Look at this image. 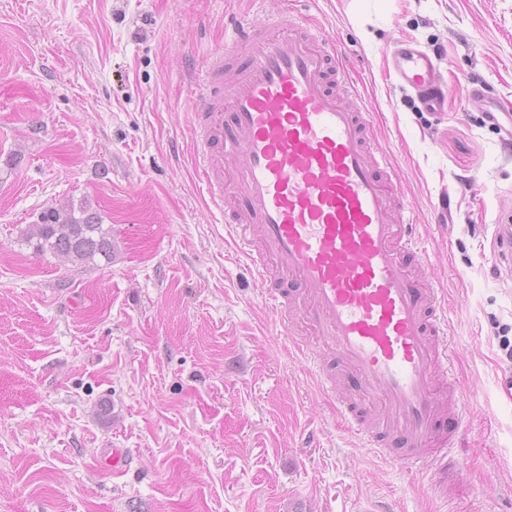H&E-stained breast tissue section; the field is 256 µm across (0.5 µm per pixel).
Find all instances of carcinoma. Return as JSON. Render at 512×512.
<instances>
[{
	"instance_id": "1",
	"label": "carcinoma",
	"mask_w": 512,
	"mask_h": 512,
	"mask_svg": "<svg viewBox=\"0 0 512 512\" xmlns=\"http://www.w3.org/2000/svg\"><path fill=\"white\" fill-rule=\"evenodd\" d=\"M22 237L34 252L48 251L79 266L93 264L98 258L110 261L115 253L112 228L101 224L94 214L75 217L73 207L66 204L44 213L39 222L27 225Z\"/></svg>"
}]
</instances>
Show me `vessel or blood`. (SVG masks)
<instances>
[{
  "instance_id": "1",
  "label": "vessel or blood",
  "mask_w": 512,
  "mask_h": 512,
  "mask_svg": "<svg viewBox=\"0 0 512 512\" xmlns=\"http://www.w3.org/2000/svg\"><path fill=\"white\" fill-rule=\"evenodd\" d=\"M338 58L290 15L237 25L193 90L195 161L240 252L272 257L273 309L314 327L347 368L359 397L339 404L347 428L385 460L408 447L398 463L433 465L443 491L467 432L465 406L444 411L435 385L452 353L448 317L413 272L423 257L397 174ZM391 66L425 110L442 106L437 54L405 42Z\"/></svg>"
}]
</instances>
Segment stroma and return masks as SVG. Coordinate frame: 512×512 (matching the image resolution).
Wrapping results in <instances>:
<instances>
[{
	"instance_id": "1",
	"label": "stroma",
	"mask_w": 512,
	"mask_h": 512,
	"mask_svg": "<svg viewBox=\"0 0 512 512\" xmlns=\"http://www.w3.org/2000/svg\"><path fill=\"white\" fill-rule=\"evenodd\" d=\"M288 8L342 47L450 299L471 413L447 505L344 429L195 170L193 76L231 22ZM407 41L443 58L441 112L389 74ZM468 76L512 113V0H0V512H512V276L484 258L512 158ZM66 201L111 264L24 243Z\"/></svg>"
}]
</instances>
